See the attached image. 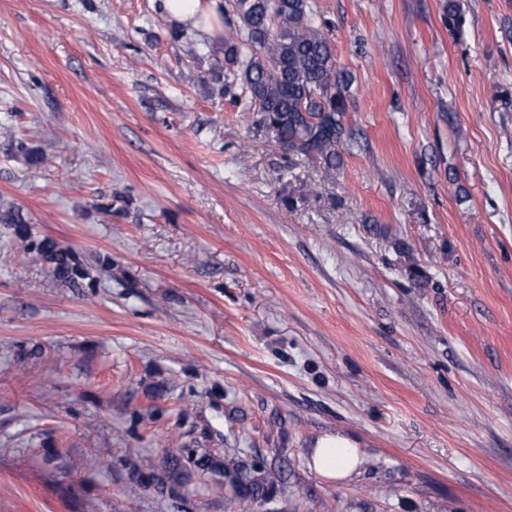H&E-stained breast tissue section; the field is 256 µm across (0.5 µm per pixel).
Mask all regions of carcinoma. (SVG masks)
Returning <instances> with one entry per match:
<instances>
[{
	"mask_svg": "<svg viewBox=\"0 0 512 512\" xmlns=\"http://www.w3.org/2000/svg\"><path fill=\"white\" fill-rule=\"evenodd\" d=\"M239 23L237 38L224 39V87L259 113L290 155H315L330 178L343 164L351 134L343 123L351 80L337 65L327 22L312 0H226ZM1 224L17 225L27 234L26 220L13 207L0 212ZM53 273L65 280H84L92 267L50 239L35 244ZM224 478L244 502L271 493L270 481L258 469L241 474L240 465L224 464Z\"/></svg>",
	"mask_w": 512,
	"mask_h": 512,
	"instance_id": "cac0c4a2",
	"label": "carcinoma"
}]
</instances>
